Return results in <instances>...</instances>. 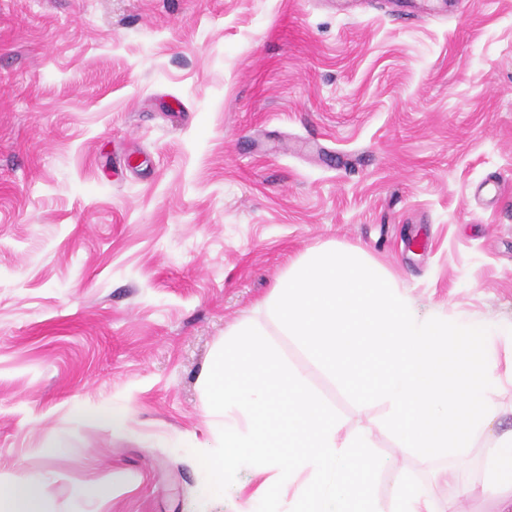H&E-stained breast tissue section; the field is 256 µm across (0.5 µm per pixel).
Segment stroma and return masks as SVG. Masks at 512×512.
<instances>
[{"instance_id": "stroma-1", "label": "stroma", "mask_w": 512, "mask_h": 512, "mask_svg": "<svg viewBox=\"0 0 512 512\" xmlns=\"http://www.w3.org/2000/svg\"><path fill=\"white\" fill-rule=\"evenodd\" d=\"M328 245L420 315L512 323V0H0V480L42 473L50 512H248L252 468L212 498L193 456L245 322L372 426L379 498L429 480L261 307Z\"/></svg>"}]
</instances>
